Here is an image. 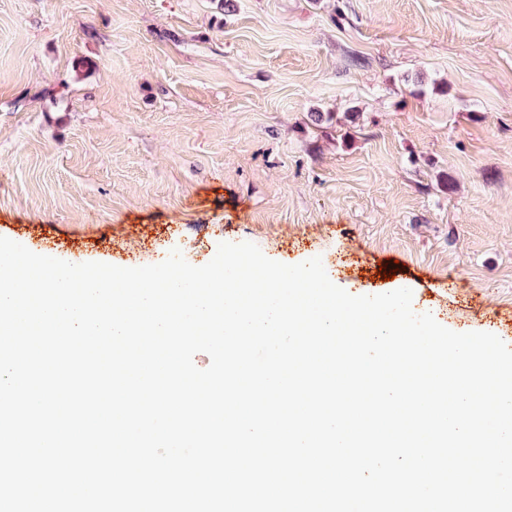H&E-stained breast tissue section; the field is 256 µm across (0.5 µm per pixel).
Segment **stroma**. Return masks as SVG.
<instances>
[{
  "label": "stroma",
  "mask_w": 512,
  "mask_h": 512,
  "mask_svg": "<svg viewBox=\"0 0 512 512\" xmlns=\"http://www.w3.org/2000/svg\"><path fill=\"white\" fill-rule=\"evenodd\" d=\"M0 237L127 268L249 241L512 346V0H0Z\"/></svg>",
  "instance_id": "35a3bbf8"
}]
</instances>
